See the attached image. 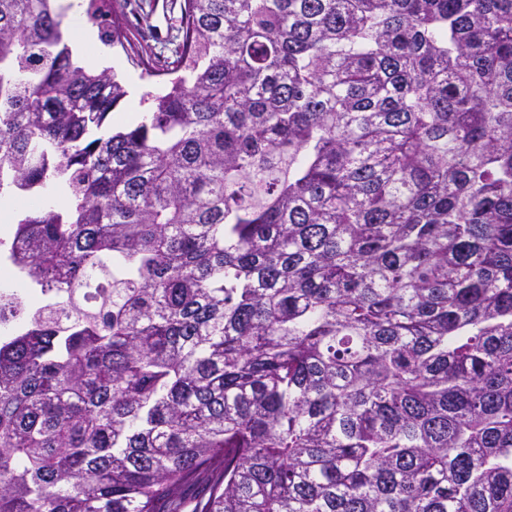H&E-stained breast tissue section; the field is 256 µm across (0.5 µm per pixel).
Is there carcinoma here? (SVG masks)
I'll list each match as a JSON object with an SVG mask.
<instances>
[{
    "instance_id": "1",
    "label": "carcinoma",
    "mask_w": 512,
    "mask_h": 512,
    "mask_svg": "<svg viewBox=\"0 0 512 512\" xmlns=\"http://www.w3.org/2000/svg\"><path fill=\"white\" fill-rule=\"evenodd\" d=\"M181 11L0 0V512H512V0ZM123 1H125L122 17L126 34L125 49L120 46H106L99 40L97 28L88 21L85 15L88 2L82 0L83 25L95 36L97 35L98 48L92 49L94 38L91 32L82 26L80 1L67 0L68 4H71L68 14L79 49L86 52L91 48L88 52L89 56H93V53L97 56V49H99L102 52V56H97L99 62L108 54L109 58L117 63L112 68L123 79L129 91L127 98L112 114L113 126L133 124L120 119L121 113L127 112L134 102H137L140 110L145 112L146 105L141 106L140 99L148 92H156L159 88L155 79L140 78L141 67L133 63L132 59L136 61L140 56L156 68H172V63L176 59V36L182 20L181 4L183 0H118L120 3Z\"/></svg>"
}]
</instances>
